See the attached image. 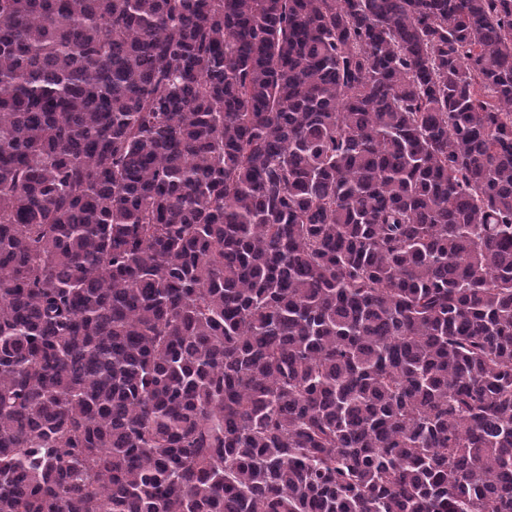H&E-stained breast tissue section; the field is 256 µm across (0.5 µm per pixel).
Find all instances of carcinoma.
<instances>
[{
  "label": "carcinoma",
  "mask_w": 512,
  "mask_h": 512,
  "mask_svg": "<svg viewBox=\"0 0 512 512\" xmlns=\"http://www.w3.org/2000/svg\"><path fill=\"white\" fill-rule=\"evenodd\" d=\"M0 512H512V0H0Z\"/></svg>",
  "instance_id": "cac0c4a2"
}]
</instances>
